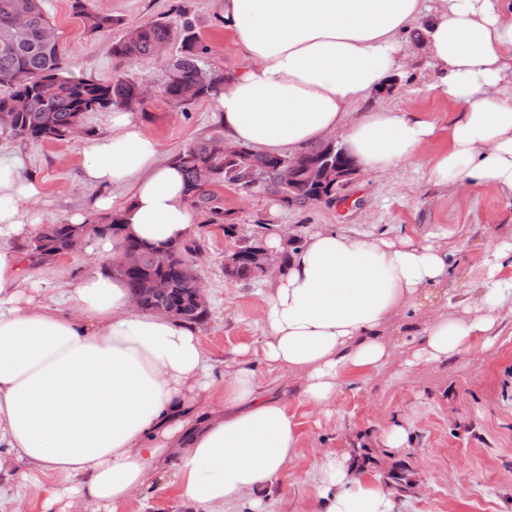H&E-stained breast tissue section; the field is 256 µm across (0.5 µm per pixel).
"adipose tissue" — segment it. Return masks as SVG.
Instances as JSON below:
<instances>
[{
	"mask_svg": "<svg viewBox=\"0 0 512 512\" xmlns=\"http://www.w3.org/2000/svg\"><path fill=\"white\" fill-rule=\"evenodd\" d=\"M224 26L246 64L215 99L224 134L271 154H292L343 131L363 173L424 159L440 186H493L512 195V0H221ZM429 50L433 88L462 108L446 151L423 156L433 123L390 109H361L394 75L401 32ZM111 133L87 140L81 179L99 188L90 213L119 210L125 231L154 247L189 239L196 214L183 176L137 113H112ZM20 158L0 159V500L12 512H123L145 489L166 492L185 512L259 508L260 491L287 475L298 425L283 397L258 390L255 362L300 375V398L323 410L344 380L404 367L438 366L498 335L512 313V240L491 242L481 281L463 314L437 311L423 326L395 317L415 300L447 299L449 278L469 274L448 250L409 236L365 240L319 228L267 280L263 334L224 361V381L198 331L137 309L103 265L118 238L86 250L94 270L58 295L25 289L14 244L41 230L42 189ZM129 196L117 202L115 190ZM325 512H391L390 495L354 467L329 461ZM34 475V496L17 475Z\"/></svg>",
	"mask_w": 512,
	"mask_h": 512,
	"instance_id": "adipose-tissue-1",
	"label": "adipose tissue"
}]
</instances>
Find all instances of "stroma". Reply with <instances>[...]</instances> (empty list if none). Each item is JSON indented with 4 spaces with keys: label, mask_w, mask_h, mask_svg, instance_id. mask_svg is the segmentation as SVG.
Instances as JSON below:
<instances>
[{
    "label": "stroma",
    "mask_w": 512,
    "mask_h": 512,
    "mask_svg": "<svg viewBox=\"0 0 512 512\" xmlns=\"http://www.w3.org/2000/svg\"><path fill=\"white\" fill-rule=\"evenodd\" d=\"M94 9L121 18L122 26L88 35L72 10L71 0H44L59 48L72 74L97 80L126 76L142 80L152 93L137 113L171 157L201 138L223 134L211 101L181 107L162 89L165 70L150 59H116L110 43L126 28L153 20L179 22L189 17L199 38L210 45V63L224 74L240 71L244 54L224 27L220 0H91ZM407 56L391 87L368 99V106L413 112L433 122L438 134L426 147L433 153L448 145V123L460 107L433 89L428 52L417 47L413 33L400 36ZM83 138L65 142H26L0 135V154L16 153L25 175L42 185L46 222L66 221L88 206L95 189L80 181ZM224 211L238 227L236 237L199 214L191 258L204 284L207 316L199 329L216 361L215 380L224 378V359L242 344L259 339L267 310L264 281L242 283L224 275V253L251 242L266 243L271 231L303 236L320 227L336 228L361 239L407 235L444 243L451 263L471 280L485 270L484 251L494 240L512 238V198L493 187L473 191L443 188L427 171L407 163L377 177L354 176L340 188L335 202L284 205L261 190L244 194L225 186ZM83 253L55 259L26 271L25 288H59L90 273ZM260 389L283 392L300 422V448L288 476L265 495L267 512H321L313 476L319 449L345 455L367 478L381 481L391 493V512H512V316L492 344L449 358L438 367L404 370L391 363L380 372L342 386L327 413L317 415L300 402L299 376L269 374L258 367ZM403 421L404 447H387L383 433ZM409 466L407 486L393 484V463Z\"/></svg>",
    "instance_id": "1"
}]
</instances>
